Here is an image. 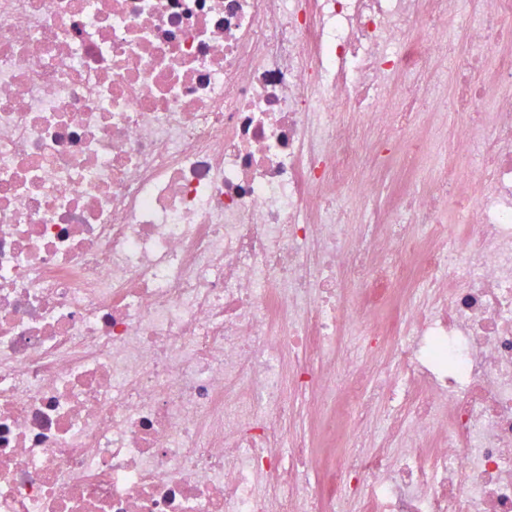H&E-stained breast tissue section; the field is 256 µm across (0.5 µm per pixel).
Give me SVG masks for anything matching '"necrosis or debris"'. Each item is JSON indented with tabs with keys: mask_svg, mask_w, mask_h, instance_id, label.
Here are the masks:
<instances>
[{
	"mask_svg": "<svg viewBox=\"0 0 512 512\" xmlns=\"http://www.w3.org/2000/svg\"><path fill=\"white\" fill-rule=\"evenodd\" d=\"M459 3L0 0V512H512V0Z\"/></svg>",
	"mask_w": 512,
	"mask_h": 512,
	"instance_id": "obj_1",
	"label": "necrosis or debris"
}]
</instances>
